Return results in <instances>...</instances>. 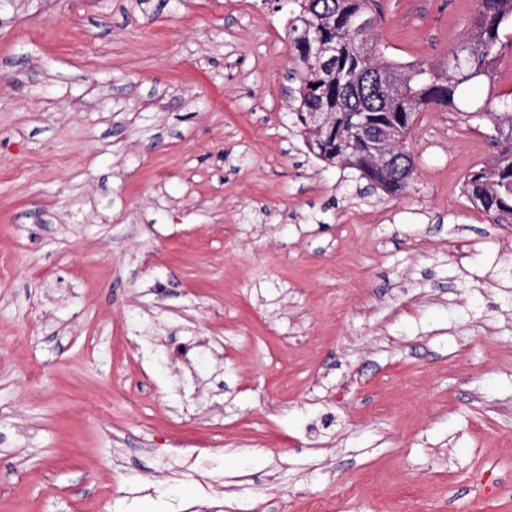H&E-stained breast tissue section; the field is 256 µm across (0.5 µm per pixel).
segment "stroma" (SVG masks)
Segmentation results:
<instances>
[{"label":"stroma","mask_w":512,"mask_h":512,"mask_svg":"<svg viewBox=\"0 0 512 512\" xmlns=\"http://www.w3.org/2000/svg\"><path fill=\"white\" fill-rule=\"evenodd\" d=\"M296 9L0 0V512H512V224L464 193L512 46L390 195L309 152Z\"/></svg>","instance_id":"obj_1"}]
</instances>
